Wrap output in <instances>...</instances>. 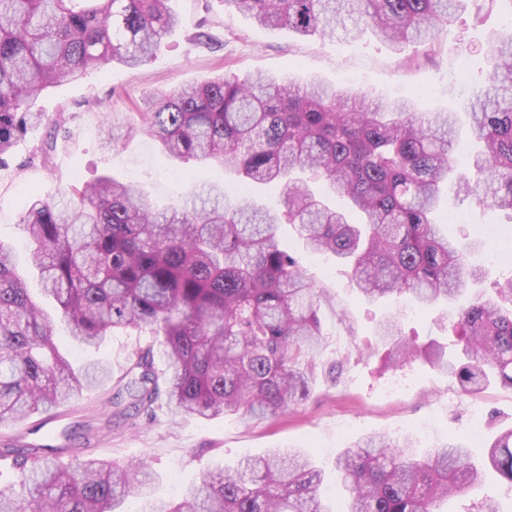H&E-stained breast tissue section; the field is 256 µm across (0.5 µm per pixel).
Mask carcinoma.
Masks as SVG:
<instances>
[{
	"instance_id": "obj_1",
	"label": "carcinoma",
	"mask_w": 512,
	"mask_h": 512,
	"mask_svg": "<svg viewBox=\"0 0 512 512\" xmlns=\"http://www.w3.org/2000/svg\"><path fill=\"white\" fill-rule=\"evenodd\" d=\"M170 0H0V166L51 87L91 68H135L179 24ZM258 24L298 35L353 39L372 30L393 47L428 46L463 0H225ZM491 72L465 105L479 150L456 173L450 112H421L413 99L258 74H221L147 95L128 129L173 159L236 173L244 186L277 183L282 209L232 200L217 184L184 203L157 208L142 188L102 176L58 197L29 196L20 224L39 271L75 341L97 346L115 332L156 337L137 353L125 386L130 406L150 413L165 394L175 415L266 417L305 401L324 336L326 291L280 247L278 224L293 225L308 248L351 270L366 298L407 295L420 306H452L480 270L435 222L442 186L512 211V29L488 38ZM315 173L324 189L298 177ZM345 200L336 209L327 196ZM352 212L361 222L349 221ZM461 348L420 347L395 321L378 331L399 363L424 355L474 394L512 387V279L477 295L453 323ZM55 321L16 272L0 243V428L46 412L109 378L101 362L80 369L57 347ZM170 372L159 386L155 354ZM409 436H369L336 458L348 512H434L475 487L484 469L512 485V428L482 460L457 439L414 452ZM45 448L18 456L21 494L0 491V512H119L126 496L147 497L155 479L142 460L86 457L63 468ZM321 473L298 452L278 448L217 467L176 503L149 512H330Z\"/></svg>"
}]
</instances>
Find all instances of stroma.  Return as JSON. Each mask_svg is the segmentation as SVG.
Listing matches in <instances>:
<instances>
[{"label":"stroma","instance_id":"stroma-1","mask_svg":"<svg viewBox=\"0 0 512 512\" xmlns=\"http://www.w3.org/2000/svg\"><path fill=\"white\" fill-rule=\"evenodd\" d=\"M182 24L166 37L156 55L135 69L113 63L84 79L45 93L36 108L42 123L29 127L14 145L9 166L0 168V241L26 255L28 242L20 230L19 197L35 193L54 197L73 179L87 182L103 174L132 181L162 205L178 204L195 184L218 183L232 198L243 193L234 174L176 161L143 134L126 132L129 112L147 94L203 81L226 72L240 77L264 73L299 80L322 78L335 86H351L375 98L419 94L423 111L457 112L467 127L464 105L489 76L486 37L512 25V0L478 7L469 0L456 22L440 30L431 46L410 45L396 52L372 33L352 40L299 37L288 30H270L225 5L224 0H171ZM56 147L44 153L48 138ZM439 221L456 239L480 238L487 227L501 229L499 244L512 248V211L472 199L453 200L440 209ZM277 235L307 275L331 296L320 316L324 336L314 353L316 375L310 396L301 405L262 419L240 413L204 420L176 416L165 399L152 414L127 410L114 414L113 388L123 378L136 351L151 344L145 331H121L96 348L76 343L66 327L56 330L57 343L74 363L100 361L111 376L83 391L76 404L53 414L33 415L10 428L18 444L40 443L33 429L46 424L54 437L59 462H74V450L91 440L97 456L117 463L142 458L158 475L156 496L178 498L183 489L219 466L271 448H294L311 454L325 469L324 492L334 512L347 503L336 488V457L348 444L369 435L416 438L427 449L446 438H463L481 452L501 427L512 425V388L494 383L476 394L463 393L455 379L423 360L388 366L386 350L376 338L389 312L385 301L368 302L358 293L349 268L334 258L309 252L291 225ZM448 310L407 306L400 315L403 332L417 343L437 342L456 350ZM398 379L412 380L407 392H391ZM481 436L472 439V421ZM496 501L500 512H512V487L494 476L468 493L449 499L448 512H476L483 499Z\"/></svg>","mask_w":512,"mask_h":512}]
</instances>
